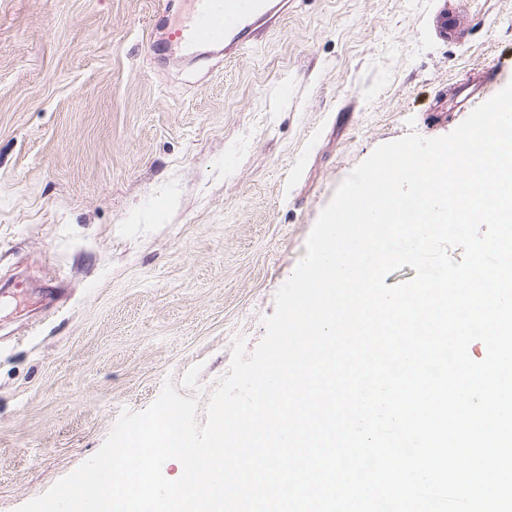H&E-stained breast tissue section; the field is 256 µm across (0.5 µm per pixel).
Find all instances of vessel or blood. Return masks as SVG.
Instances as JSON below:
<instances>
[{
	"instance_id": "1",
	"label": "vessel or blood",
	"mask_w": 512,
	"mask_h": 512,
	"mask_svg": "<svg viewBox=\"0 0 512 512\" xmlns=\"http://www.w3.org/2000/svg\"><path fill=\"white\" fill-rule=\"evenodd\" d=\"M291 0H189L186 14L167 33L169 41L192 50L220 45L225 59L262 44L287 14Z\"/></svg>"
}]
</instances>
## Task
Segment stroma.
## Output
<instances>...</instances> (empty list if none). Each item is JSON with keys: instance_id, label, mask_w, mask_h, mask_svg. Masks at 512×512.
Listing matches in <instances>:
<instances>
[{"instance_id": "stroma-1", "label": "stroma", "mask_w": 512, "mask_h": 512, "mask_svg": "<svg viewBox=\"0 0 512 512\" xmlns=\"http://www.w3.org/2000/svg\"><path fill=\"white\" fill-rule=\"evenodd\" d=\"M183 4L0 0V512L165 384L206 406L348 174L512 82V0H294L231 61Z\"/></svg>"}]
</instances>
